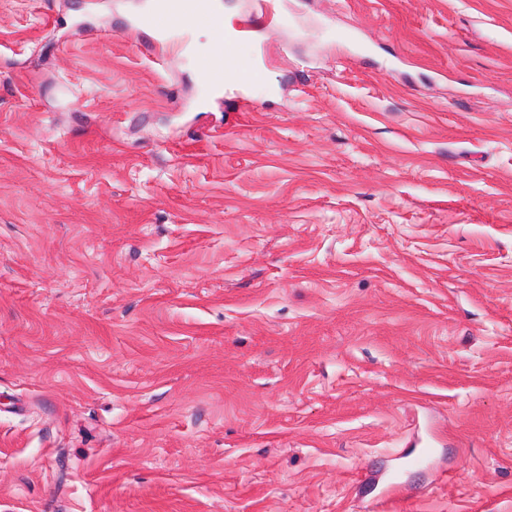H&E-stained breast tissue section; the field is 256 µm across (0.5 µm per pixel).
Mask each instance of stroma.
I'll return each instance as SVG.
<instances>
[{
  "mask_svg": "<svg viewBox=\"0 0 512 512\" xmlns=\"http://www.w3.org/2000/svg\"><path fill=\"white\" fill-rule=\"evenodd\" d=\"M148 2L0 0V512H512V0ZM221 15L215 9L211 0H155L152 9L144 15L139 24L142 26L167 31L175 20H186L206 23L215 26L212 37L223 51L224 42L236 34L232 17ZM221 61L222 66H218ZM200 76L210 85L219 79L224 83L225 78L247 79L241 72L238 60L229 52H224L220 56H214L212 59L204 61L199 68Z\"/></svg>",
  "mask_w": 512,
  "mask_h": 512,
  "instance_id": "1",
  "label": "stroma"
}]
</instances>
